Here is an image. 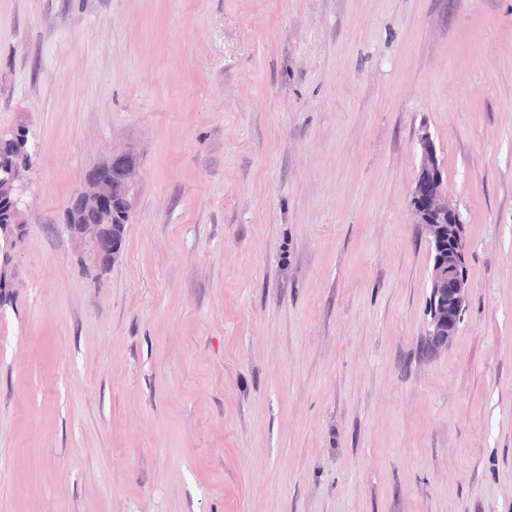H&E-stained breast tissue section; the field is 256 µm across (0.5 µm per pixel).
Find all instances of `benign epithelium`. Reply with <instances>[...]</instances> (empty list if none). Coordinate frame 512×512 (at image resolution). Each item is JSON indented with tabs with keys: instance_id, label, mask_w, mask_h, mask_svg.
I'll list each match as a JSON object with an SVG mask.
<instances>
[{
	"instance_id": "benign-epithelium-1",
	"label": "benign epithelium",
	"mask_w": 512,
	"mask_h": 512,
	"mask_svg": "<svg viewBox=\"0 0 512 512\" xmlns=\"http://www.w3.org/2000/svg\"><path fill=\"white\" fill-rule=\"evenodd\" d=\"M421 162L413 183L410 208L434 251L430 274L431 309L425 339L436 352L448 345L458 329L468 293V279L462 275L466 241L464 224L456 207L448 201L441 164L429 132L419 138ZM141 182V170L128 153L112 159L85 180L71 200L74 208L91 205L101 211L112 210V223L69 224L71 238L81 254L96 266L105 268L119 257L125 222L131 217ZM24 224L0 225V253L25 236Z\"/></svg>"
}]
</instances>
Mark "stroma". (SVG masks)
<instances>
[{"instance_id": "stroma-1", "label": "stroma", "mask_w": 512, "mask_h": 512, "mask_svg": "<svg viewBox=\"0 0 512 512\" xmlns=\"http://www.w3.org/2000/svg\"><path fill=\"white\" fill-rule=\"evenodd\" d=\"M20 128L0 512H512V0H0ZM424 130L470 283L437 352ZM124 151L97 269L65 214ZM87 178L71 200L73 208L86 204L101 211L112 209V221L122 224H71L66 214L67 230L81 248V254L96 266L105 268L119 257L123 245V229L131 217L141 182V170L129 153H116L106 164ZM113 187L119 192L111 197ZM127 224V223H126Z\"/></svg>"}]
</instances>
